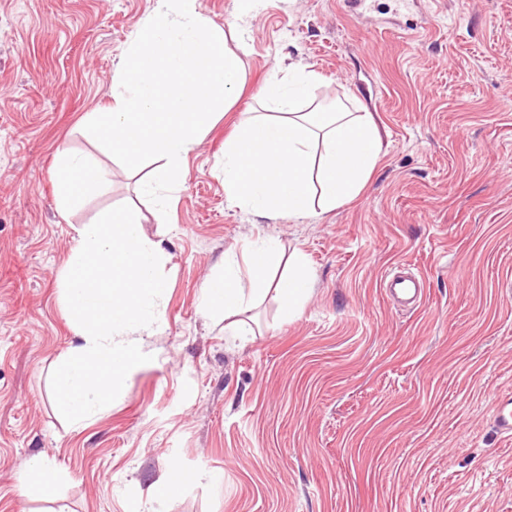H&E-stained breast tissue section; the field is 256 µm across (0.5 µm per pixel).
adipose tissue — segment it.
<instances>
[{"label":"adipose tissue","instance_id":"ef3b65f1","mask_svg":"<svg viewBox=\"0 0 512 512\" xmlns=\"http://www.w3.org/2000/svg\"><path fill=\"white\" fill-rule=\"evenodd\" d=\"M318 74L305 67L273 70L260 109L245 113L224 142V193L230 204L254 217L275 221L329 212L355 200L375 170L383 144L369 113L336 100L311 96ZM110 183L97 162L68 149L55 163V202L68 213ZM312 293V277L301 255L284 256L269 238L226 251L218 272L201 290L203 315L223 317L228 336H249L244 314L274 295L281 314L294 319ZM62 480L50 461L33 458L19 478L23 494L54 499Z\"/></svg>","mask_w":512,"mask_h":512}]
</instances>
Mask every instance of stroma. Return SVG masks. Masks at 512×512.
I'll return each mask as SVG.
<instances>
[{"instance_id": "1", "label": "stroma", "mask_w": 512, "mask_h": 512, "mask_svg": "<svg viewBox=\"0 0 512 512\" xmlns=\"http://www.w3.org/2000/svg\"><path fill=\"white\" fill-rule=\"evenodd\" d=\"M156 0H0V512H512V439L493 426L512 392V0H200L247 31V85L188 156L168 222L143 229L169 261L168 326L94 423L55 411L50 369L73 339L58 273L73 228L149 203L80 127ZM430 20L426 41L407 29ZM314 70L317 98L359 99L383 139L361 195L334 211L257 222L224 193V141L278 61ZM111 172L62 216L53 159ZM301 254L302 313L265 298L240 341L198 301L226 250L257 236ZM419 274L426 297L383 280ZM41 456L66 475L53 501L22 496ZM201 472L162 504L171 465ZM384 291L388 298L393 301H401V296L412 295L410 299H416L421 295L424 288L422 279L414 275L395 273L392 276L387 275L384 279Z\"/></svg>"}]
</instances>
